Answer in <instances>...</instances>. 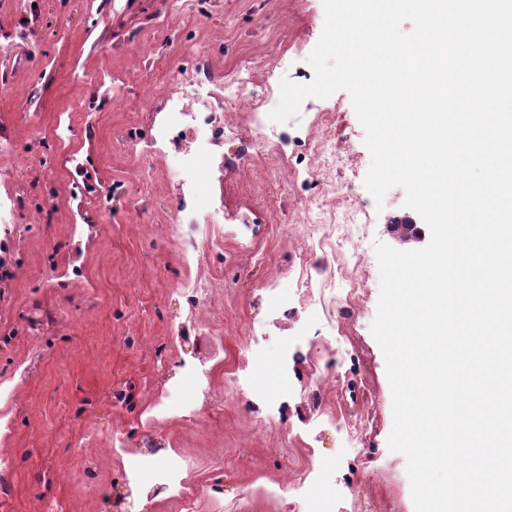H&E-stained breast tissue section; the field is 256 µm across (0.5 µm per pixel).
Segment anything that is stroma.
Masks as SVG:
<instances>
[{
	"label": "stroma",
	"mask_w": 512,
	"mask_h": 512,
	"mask_svg": "<svg viewBox=\"0 0 512 512\" xmlns=\"http://www.w3.org/2000/svg\"><path fill=\"white\" fill-rule=\"evenodd\" d=\"M322 0H0V200L16 204V222L0 233V450L12 452L0 476V512H113L131 491L132 512H272L264 490L281 476V446L302 437L331 469L320 496L357 512L359 481L379 478L380 500L415 512L407 459L390 451L392 392L382 350L371 334L380 294L375 243L392 244L387 225L407 215L403 188L376 204L364 186L371 155L347 91L307 98L302 111L336 109V137L357 171L337 170L343 193L358 194L366 216L351 246L365 252L368 297L345 331L370 362L375 395L370 452L352 458L342 435L324 426L304 398L288 400L279 433L259 432L240 414L239 395L201 417L190 400L199 353L215 333L232 348L245 317L276 305L254 291L274 264L239 258L233 243L187 268L180 238L179 184L152 146L144 92L193 68L198 52L214 76L243 60L263 75L278 34L317 43ZM54 208L33 214L37 193ZM224 275L233 295L222 325L212 311L189 312L176 292L190 275ZM330 329L271 330L256 380L278 392L306 385L309 344ZM186 402L154 416L174 387ZM166 442L164 455L134 468L144 433ZM180 466L185 491L162 489L159 473Z\"/></svg>",
	"instance_id": "1"
}]
</instances>
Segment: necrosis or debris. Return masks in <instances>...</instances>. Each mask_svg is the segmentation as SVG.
<instances>
[{
  "label": "necrosis or debris",
  "mask_w": 512,
  "mask_h": 512,
  "mask_svg": "<svg viewBox=\"0 0 512 512\" xmlns=\"http://www.w3.org/2000/svg\"><path fill=\"white\" fill-rule=\"evenodd\" d=\"M303 49L300 40L277 46L261 93H252L254 72L244 61L221 79L203 72L189 79L172 80L162 100L153 106L152 112L160 117L166 140L177 146L175 154L167 158L171 174L176 177L190 174L192 193H199L205 187L211 199L209 208L196 207L187 212L189 223L200 227L202 240L184 247V263L198 261L199 249L204 244L219 247L229 239L250 252L259 238L287 236L286 220H272L268 210L255 205L229 207L220 224L215 223L214 216L217 202L224 196L238 192L243 186L259 184L264 178L276 181L287 171L291 161L288 134L282 131L280 123L270 120L269 114L279 101L280 83L292 55ZM310 124L321 129L320 135L308 138L307 143L322 165L304 211L305 237L314 250L342 248L349 233L346 225L334 223L336 209L341 206L355 215L361 205L353 196L338 195L336 182L330 175L341 151L332 111L316 113ZM247 134L254 141L251 153L223 156L220 148L224 142L243 139ZM364 264L365 258L358 252L341 258L336 272L349 286L341 304L336 301L335 289L312 287L304 271L285 264L280 265L278 274L263 284L262 289L276 295L284 309L290 306L291 295L302 296L304 307L315 309L316 323L335 328L354 315L355 303L363 301L366 295L365 285L357 276ZM244 329V336L238 339L236 365L227 372L230 387L238 392L253 389L246 370L250 362L259 359L267 334L262 324L248 322ZM351 351V343L342 335L309 346L305 354L310 369L306 392L315 408L322 409L325 393L335 388L337 360L349 357ZM368 399L367 389L361 387L345 402L343 412L324 411L323 414L325 424L345 433L349 451L357 458L365 456L370 446V422L360 410L361 403ZM285 470L287 479L276 481L267 492L268 498L281 504L285 512H324L313 493L324 477V465L304 459L289 463Z\"/></svg>",
  "instance_id": "1"
}]
</instances>
